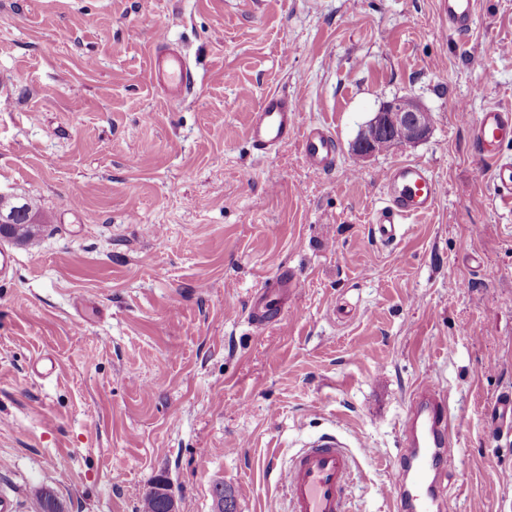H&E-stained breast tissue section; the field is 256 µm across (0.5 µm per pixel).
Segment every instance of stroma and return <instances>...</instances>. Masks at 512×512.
Here are the masks:
<instances>
[{"mask_svg":"<svg viewBox=\"0 0 512 512\" xmlns=\"http://www.w3.org/2000/svg\"><path fill=\"white\" fill-rule=\"evenodd\" d=\"M440 0H0V195L45 215L36 244L0 239V495L39 512H139L160 478L181 512H284L268 464L330 436L364 456L354 512L387 494L409 400L450 394L456 471L445 512H512V202L469 126L512 107V0H479L455 36ZM196 84L150 78L158 40ZM234 81H225V73ZM280 92L335 137L334 169L298 140L255 149ZM416 97L429 137L359 161L381 105ZM418 161L434 211L387 244L382 182ZM284 314L249 306L282 274ZM56 363L53 372L45 359ZM301 288V280L291 274L283 275L278 288H262L250 309L252 322L260 326L277 319L280 315L279 301L288 299V293L299 292Z\"/></svg>","mask_w":512,"mask_h":512,"instance_id":"stroma-1","label":"stroma"}]
</instances>
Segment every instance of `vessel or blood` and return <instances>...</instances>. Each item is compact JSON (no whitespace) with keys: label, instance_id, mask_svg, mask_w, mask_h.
Returning a JSON list of instances; mask_svg holds the SVG:
<instances>
[{"label":"vessel or blood","instance_id":"1","mask_svg":"<svg viewBox=\"0 0 512 512\" xmlns=\"http://www.w3.org/2000/svg\"><path fill=\"white\" fill-rule=\"evenodd\" d=\"M478 0H442L448 27L458 33L473 25ZM153 82L172 99L185 98L195 85V77L180 48L157 42L150 60ZM298 103L280 93L267 94L249 128L252 145L271 152L292 136L302 141L307 163L329 170L336 164V142L321 126L301 127ZM472 141L479 156L492 166L498 191L512 200V162L500 156L504 144L512 142V110L490 107L470 123ZM385 206L373 221V232L380 241L402 237L404 224L432 212L439 188L430 169L418 162L392 166L384 180ZM300 279L283 275L277 287L266 288L254 300L250 317L254 324L269 323L280 314V301L300 291ZM407 446L402 449L392 483L393 512H441L442 486L447 473L455 468L459 450L450 428L448 397L426 383L409 403L403 429ZM358 469L354 454L336 439L323 438L298 450L289 462L277 469V483L288 503L289 512H352L351 482Z\"/></svg>","mask_w":512,"mask_h":512}]
</instances>
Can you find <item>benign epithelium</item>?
<instances>
[{"mask_svg": "<svg viewBox=\"0 0 512 512\" xmlns=\"http://www.w3.org/2000/svg\"><path fill=\"white\" fill-rule=\"evenodd\" d=\"M427 109L412 96L396 97L381 105L361 129L354 151L363 160L381 152L385 139L394 147L414 145L425 140L430 126L423 120Z\"/></svg>", "mask_w": 512, "mask_h": 512, "instance_id": "7a95c632", "label": "benign epithelium"}]
</instances>
